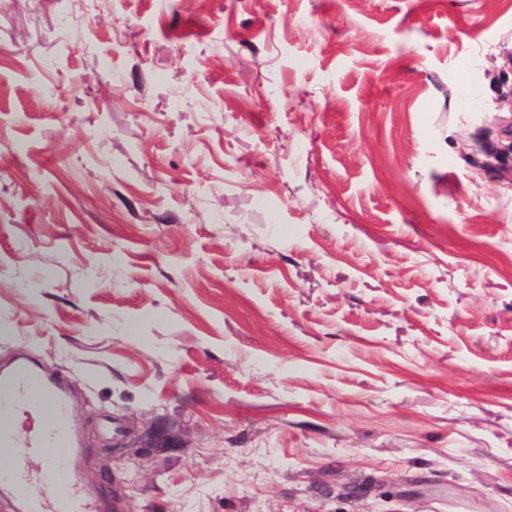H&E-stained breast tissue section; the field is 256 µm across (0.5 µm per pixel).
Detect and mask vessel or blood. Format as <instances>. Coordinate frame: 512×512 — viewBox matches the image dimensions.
Returning a JSON list of instances; mask_svg holds the SVG:
<instances>
[{
  "instance_id": "vessel-or-blood-1",
  "label": "vessel or blood",
  "mask_w": 512,
  "mask_h": 512,
  "mask_svg": "<svg viewBox=\"0 0 512 512\" xmlns=\"http://www.w3.org/2000/svg\"><path fill=\"white\" fill-rule=\"evenodd\" d=\"M0 413L23 416L49 406L47 421L38 427L12 430L0 425V446L11 449L0 458V487L14 493L23 512H101L98 497L81 483L75 459L80 453V429L74 405L62 381L42 378L26 361L0 373ZM39 457L43 467L32 472L26 461Z\"/></svg>"
}]
</instances>
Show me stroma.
I'll return each instance as SVG.
<instances>
[{
    "instance_id": "35a3bbf8",
    "label": "stroma",
    "mask_w": 512,
    "mask_h": 512,
    "mask_svg": "<svg viewBox=\"0 0 512 512\" xmlns=\"http://www.w3.org/2000/svg\"><path fill=\"white\" fill-rule=\"evenodd\" d=\"M512 0H0V363L107 512H512Z\"/></svg>"
}]
</instances>
